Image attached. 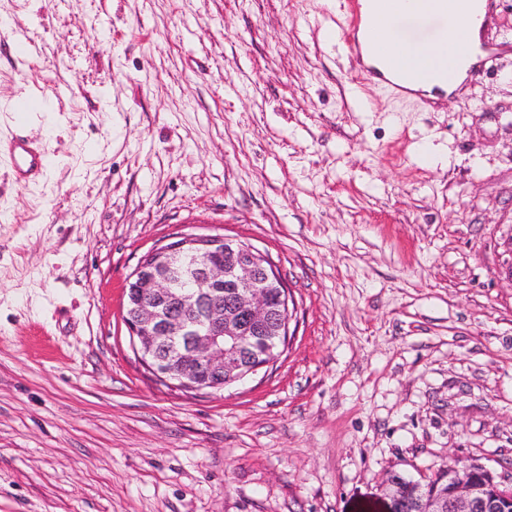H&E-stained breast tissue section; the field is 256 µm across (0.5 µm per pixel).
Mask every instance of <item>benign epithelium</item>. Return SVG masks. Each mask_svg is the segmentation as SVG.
Listing matches in <instances>:
<instances>
[{"label": "benign epithelium", "instance_id": "benign-epithelium-1", "mask_svg": "<svg viewBox=\"0 0 512 512\" xmlns=\"http://www.w3.org/2000/svg\"><path fill=\"white\" fill-rule=\"evenodd\" d=\"M128 285L127 318L141 361L185 390L239 382L267 362L245 356L262 341L273 358L287 335L288 293L271 261L253 246L217 235H188L151 250ZM448 489L413 498L420 512H512V485L478 463L455 460ZM409 480L387 479L389 512Z\"/></svg>", "mask_w": 512, "mask_h": 512}]
</instances>
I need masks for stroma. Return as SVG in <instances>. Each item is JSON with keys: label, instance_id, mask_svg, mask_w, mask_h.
Wrapping results in <instances>:
<instances>
[{"label": "stroma", "instance_id": "1", "mask_svg": "<svg viewBox=\"0 0 512 512\" xmlns=\"http://www.w3.org/2000/svg\"><path fill=\"white\" fill-rule=\"evenodd\" d=\"M345 0H0V512H386L451 459L512 479V0L429 105L358 79ZM267 255L289 341L221 391L141 364L125 288L155 246ZM5 149L15 166V172L20 184H25L30 178L44 173L48 165V155L44 148L36 146L26 133L24 124L16 126V134L1 151Z\"/></svg>", "mask_w": 512, "mask_h": 512}]
</instances>
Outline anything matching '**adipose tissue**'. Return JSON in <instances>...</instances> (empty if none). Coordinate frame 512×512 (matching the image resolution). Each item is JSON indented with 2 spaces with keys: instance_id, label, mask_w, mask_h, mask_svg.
<instances>
[{
  "instance_id": "ef3b65f1",
  "label": "adipose tissue",
  "mask_w": 512,
  "mask_h": 512,
  "mask_svg": "<svg viewBox=\"0 0 512 512\" xmlns=\"http://www.w3.org/2000/svg\"><path fill=\"white\" fill-rule=\"evenodd\" d=\"M485 11L484 0H473L467 15L448 12L436 19L430 15L424 0H407L404 14L413 16L417 25L436 27L429 42L397 53L398 64L407 76V87L423 91L432 99L438 96L434 89L438 82H445L447 92L459 90L467 69L478 61L481 31L476 18Z\"/></svg>"
}]
</instances>
